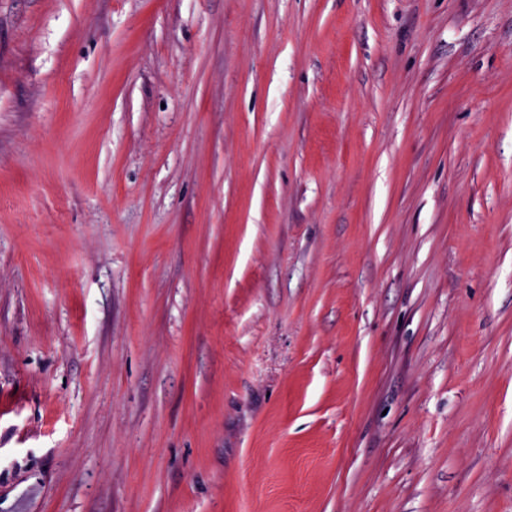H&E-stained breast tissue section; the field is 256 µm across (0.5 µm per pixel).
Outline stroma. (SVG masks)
<instances>
[{"label":"stroma","mask_w":512,"mask_h":512,"mask_svg":"<svg viewBox=\"0 0 512 512\" xmlns=\"http://www.w3.org/2000/svg\"><path fill=\"white\" fill-rule=\"evenodd\" d=\"M0 512H512V0H0Z\"/></svg>","instance_id":"35a3bbf8"}]
</instances>
